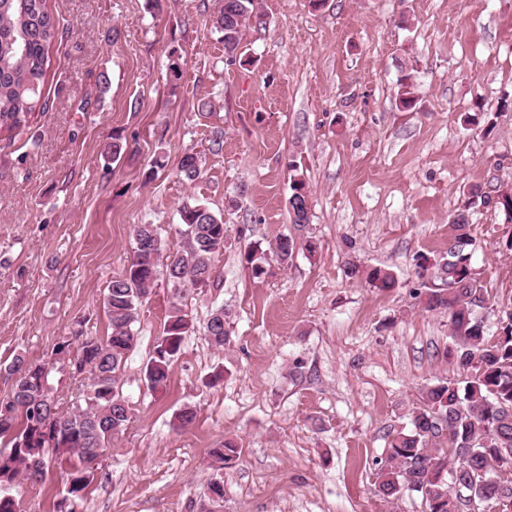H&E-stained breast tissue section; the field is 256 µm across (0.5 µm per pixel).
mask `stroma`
Returning a JSON list of instances; mask_svg holds the SVG:
<instances>
[{
	"label": "stroma",
	"mask_w": 512,
	"mask_h": 512,
	"mask_svg": "<svg viewBox=\"0 0 512 512\" xmlns=\"http://www.w3.org/2000/svg\"><path fill=\"white\" fill-rule=\"evenodd\" d=\"M48 4L61 33L48 110L0 137V364L42 362L78 325L106 335L104 296L132 257L134 225H159L164 250L180 249L178 210L193 197L223 215L231 245L214 258L217 287L188 295L197 330L158 390L143 370L170 288L141 306L122 374L131 423L86 494L67 498L55 465L10 487L17 512H191L218 474L224 512H423L412 493L380 499L375 474L386 433L407 424L425 386L456 374L447 315L410 290L417 256L447 251L458 211L478 244L489 333L512 305V223L466 195L512 188V0H325L317 11L260 0L264 24L246 30L241 64L227 61L215 0ZM408 66L417 104L405 111ZM478 112L492 126L464 125ZM116 135L128 147L112 163L102 152ZM190 149L203 163L193 184L176 171ZM158 154L168 164L151 169ZM293 163L310 191L302 227L288 209ZM284 235L318 249L252 278L241 250ZM352 261L389 268L398 288L347 277ZM218 306L232 329L220 351L201 332ZM186 406L194 423L174 429ZM227 439L241 455L218 471L209 451Z\"/></svg>",
	"instance_id": "1"
}]
</instances>
